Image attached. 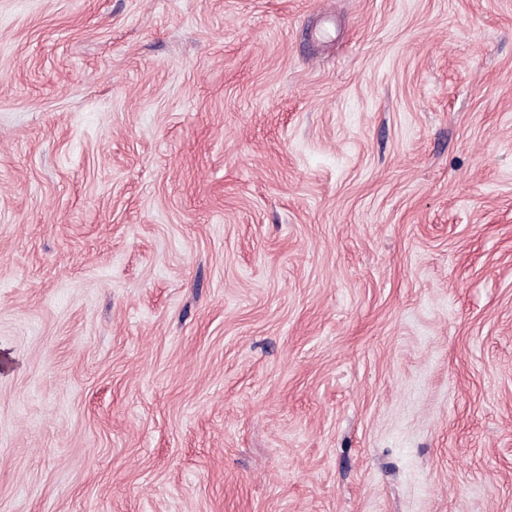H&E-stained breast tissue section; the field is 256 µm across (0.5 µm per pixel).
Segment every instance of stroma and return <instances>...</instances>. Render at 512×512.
<instances>
[{
    "label": "stroma",
    "mask_w": 512,
    "mask_h": 512,
    "mask_svg": "<svg viewBox=\"0 0 512 512\" xmlns=\"http://www.w3.org/2000/svg\"><path fill=\"white\" fill-rule=\"evenodd\" d=\"M0 512H512V0H0Z\"/></svg>",
    "instance_id": "stroma-1"
}]
</instances>
